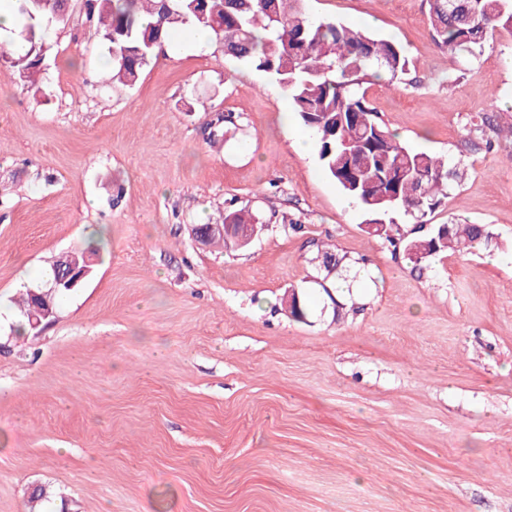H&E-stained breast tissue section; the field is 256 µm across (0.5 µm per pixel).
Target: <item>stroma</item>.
Instances as JSON below:
<instances>
[{
  "instance_id": "1",
  "label": "stroma",
  "mask_w": 512,
  "mask_h": 512,
  "mask_svg": "<svg viewBox=\"0 0 512 512\" xmlns=\"http://www.w3.org/2000/svg\"><path fill=\"white\" fill-rule=\"evenodd\" d=\"M303 8L400 44L406 74L366 97L462 175L427 224H483L509 250L393 252L296 149L282 89L214 45L174 33L135 87H101L72 0L42 91L0 70V512L37 486L42 512H512V142L474 129L512 122V39L450 54L428 0ZM232 200L267 230L196 242ZM320 241L354 282L325 277ZM84 247L91 276L14 335L15 298Z\"/></svg>"
}]
</instances>
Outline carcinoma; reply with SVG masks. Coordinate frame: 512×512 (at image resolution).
<instances>
[{"mask_svg": "<svg viewBox=\"0 0 512 512\" xmlns=\"http://www.w3.org/2000/svg\"><path fill=\"white\" fill-rule=\"evenodd\" d=\"M20 20L14 40L21 49H0L10 75L27 87L39 84L42 67L30 54L36 43L47 52L51 34L63 22L56 5L46 0H10ZM303 0H95L88 13L111 62L102 82L137 84L168 34L194 26L211 34L224 55L271 75L288 95L293 111L310 130L328 177L370 216L374 233L419 264L448 251L500 244L481 224L451 223L445 232L409 236L393 218L414 219L435 211L459 178L448 160L407 147L370 107L363 84L392 82L407 71L408 60L393 40L330 20H317L302 8ZM436 44L451 54L472 55L494 35L512 38V0H429ZM224 223L250 224L257 234L261 217L229 206ZM327 274L342 278V259L330 246H317ZM41 299L29 290L19 304L23 323L31 329Z\"/></svg>", "mask_w": 512, "mask_h": 512, "instance_id": "obj_1", "label": "carcinoma"}]
</instances>
